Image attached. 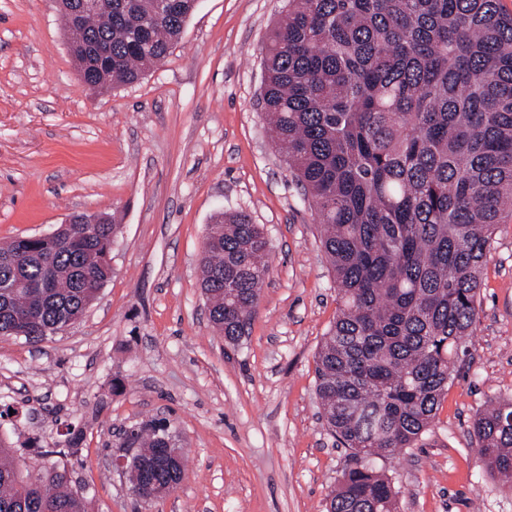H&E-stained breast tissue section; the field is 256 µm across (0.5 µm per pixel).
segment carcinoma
Listing matches in <instances>:
<instances>
[{"mask_svg":"<svg viewBox=\"0 0 512 512\" xmlns=\"http://www.w3.org/2000/svg\"><path fill=\"white\" fill-rule=\"evenodd\" d=\"M197 0H112V15L70 19L78 65L97 42L102 92L163 61ZM273 141L322 227L340 306L315 356L328 429L352 457L326 512H398L400 491L372 464L428 431L477 318L480 276L512 208V14L499 0H288L264 53ZM118 225L69 224L0 246V336L45 337L80 319L111 278ZM211 323L237 344L269 273V240L244 212L219 213L203 242ZM487 468L512 480V400L473 423ZM151 503L180 483L155 472L175 447L167 424L124 433ZM0 442V512H85L66 466L22 470Z\"/></svg>","mask_w":512,"mask_h":512,"instance_id":"cac0c4a2","label":"carcinoma"}]
</instances>
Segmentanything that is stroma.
<instances>
[{
  "mask_svg": "<svg viewBox=\"0 0 512 512\" xmlns=\"http://www.w3.org/2000/svg\"><path fill=\"white\" fill-rule=\"evenodd\" d=\"M284 6L198 0L161 63L99 93L79 77L54 0H0V242L77 211L119 226L112 277L81 320L40 340L0 337V438L26 465L66 464L86 512H326L354 464L316 395L336 285L262 108L263 47ZM220 211L249 214L271 248L250 333L235 346L200 288ZM477 300L429 431L376 462L400 490V512H512V486L489 474L472 433L491 401L512 397L511 212ZM160 417L186 470L147 505L112 459L123 431Z\"/></svg>",
  "mask_w": 512,
  "mask_h": 512,
  "instance_id": "1",
  "label": "stroma"
}]
</instances>
